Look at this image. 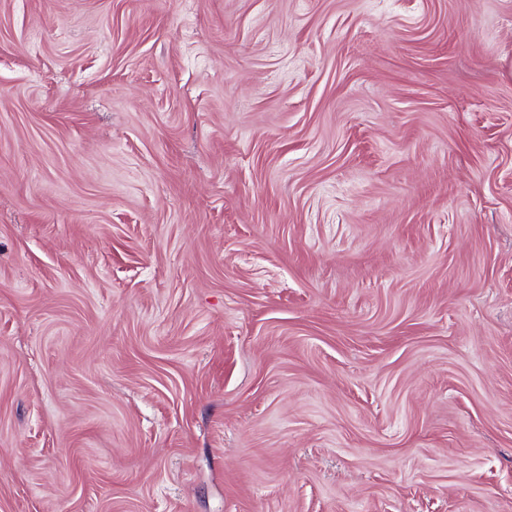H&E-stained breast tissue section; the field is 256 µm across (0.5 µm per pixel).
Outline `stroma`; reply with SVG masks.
I'll list each match as a JSON object with an SVG mask.
<instances>
[{
  "instance_id": "stroma-1",
  "label": "stroma",
  "mask_w": 512,
  "mask_h": 512,
  "mask_svg": "<svg viewBox=\"0 0 512 512\" xmlns=\"http://www.w3.org/2000/svg\"><path fill=\"white\" fill-rule=\"evenodd\" d=\"M0 512H512V0H0Z\"/></svg>"
}]
</instances>
